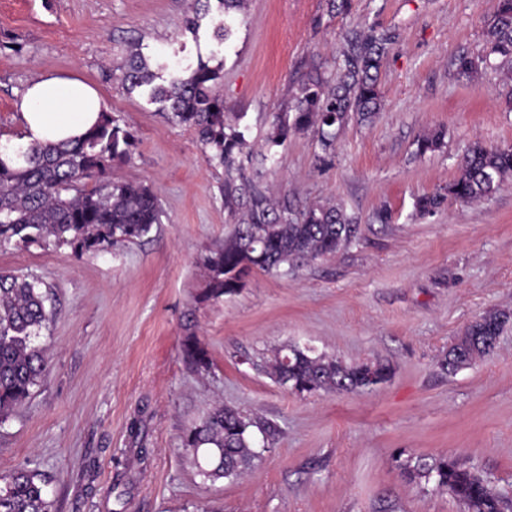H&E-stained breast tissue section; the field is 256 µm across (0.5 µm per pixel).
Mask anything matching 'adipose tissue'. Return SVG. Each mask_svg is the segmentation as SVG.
<instances>
[{
    "label": "adipose tissue",
    "instance_id": "1",
    "mask_svg": "<svg viewBox=\"0 0 512 512\" xmlns=\"http://www.w3.org/2000/svg\"><path fill=\"white\" fill-rule=\"evenodd\" d=\"M19 110L24 143H57L93 127L102 102L97 90L80 78L46 73L27 85Z\"/></svg>",
    "mask_w": 512,
    "mask_h": 512
}]
</instances>
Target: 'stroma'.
I'll list each match as a JSON object with an SVG mask.
<instances>
[{"instance_id":"obj_1","label":"stroma","mask_w":512,"mask_h":512,"mask_svg":"<svg viewBox=\"0 0 512 512\" xmlns=\"http://www.w3.org/2000/svg\"><path fill=\"white\" fill-rule=\"evenodd\" d=\"M192 0H0V140L22 134L18 103L45 72L95 85L135 138L113 178L152 189L161 222L136 244L74 253L0 248V271L43 282L52 319L45 377L0 421V480L38 470L55 512H467L448 493L406 481L408 458L458 460L512 498V322L494 352L448 374L440 361L486 311L512 313V177L476 205L414 203L448 184L472 143L512 146V89L500 71L469 78L498 0H247L225 43L212 8L187 27ZM375 24L397 38L381 68L375 122H349L332 153L314 132L290 135L263 175L300 207L342 204L356 239L287 275L249 274L205 297L203 258L232 226L224 169L196 132L167 121L146 94L127 93L129 42L150 65L209 61L224 107L243 113L263 151L276 113L311 65L331 64L344 34ZM443 146L417 154L436 129ZM392 212L390 223L378 211ZM194 335L209 367L193 369ZM286 344L348 363L380 360L391 377L358 394L284 391L251 361ZM270 425L254 469L205 480L182 444L215 405Z\"/></svg>"}]
</instances>
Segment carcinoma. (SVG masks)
<instances>
[{
    "label": "carcinoma",
    "instance_id": "cac0c4a2",
    "mask_svg": "<svg viewBox=\"0 0 512 512\" xmlns=\"http://www.w3.org/2000/svg\"><path fill=\"white\" fill-rule=\"evenodd\" d=\"M395 38L394 32L375 25L349 30L333 66H312L288 111L275 116L259 164L273 160V148L292 133L313 130L321 150L328 152L350 120L373 122L381 109L379 73ZM488 67L503 70L512 82V0H499L497 14L487 24L483 53L457 58L458 70L468 76ZM158 78L139 47L130 51L119 76L128 93L148 91L149 101L161 105L169 122L194 129L203 149L211 152L210 160L224 167V207L234 227L205 259L208 297L235 293L247 269L287 274L352 243L357 226L341 205L301 209L288 194L271 193L259 170H248L253 152L247 127L224 111L220 69L200 60L186 78L176 73L160 84ZM444 138L443 130H434L418 140L417 151H436ZM132 146L131 132L106 111L96 126L73 140L24 150L0 143V248L52 243L78 252L102 251L146 237L160 223L157 196L144 185L112 179V166L130 160ZM458 169L447 185L417 199L419 215L434 214L449 198L472 204L494 195L512 175V149L476 142ZM45 302L37 279L0 271V420L26 401L46 370L45 349L36 344L50 320ZM511 321L512 314L501 310L471 321L448 348L442 369L453 374L490 354V340L500 337ZM184 352L196 366H207L197 337H186ZM252 365L299 394L357 393L391 376L385 363L346 364L298 345H287L271 358L259 357ZM256 425L238 410L218 405L186 430L183 446L194 459H203L199 471L205 479L234 478L252 469L263 454L251 434ZM401 474L447 491L468 512L512 509L511 499L452 458H409L401 464ZM0 512H53L39 471L20 468L0 485Z\"/></svg>",
    "mask_w": 512,
    "mask_h": 512
}]
</instances>
